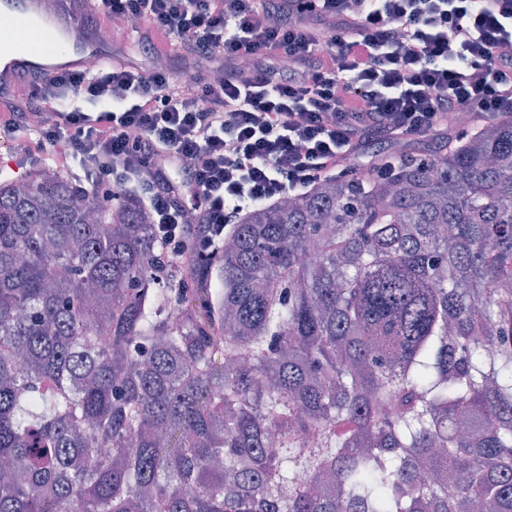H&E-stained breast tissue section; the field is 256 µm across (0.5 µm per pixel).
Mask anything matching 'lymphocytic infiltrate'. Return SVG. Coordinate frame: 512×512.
<instances>
[{
	"mask_svg": "<svg viewBox=\"0 0 512 512\" xmlns=\"http://www.w3.org/2000/svg\"><path fill=\"white\" fill-rule=\"evenodd\" d=\"M74 4L84 29L135 35L154 67L38 75L0 107V144L22 142L27 172L48 163L105 203L138 200L176 257L216 255L250 204L347 176L371 140L512 120V0Z\"/></svg>",
	"mask_w": 512,
	"mask_h": 512,
	"instance_id": "lymphocytic-infiltrate-1",
	"label": "lymphocytic infiltrate"
}]
</instances>
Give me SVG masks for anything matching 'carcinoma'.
I'll return each instance as SVG.
<instances>
[{"instance_id":"cac0c4a2","label":"carcinoma","mask_w":512,"mask_h":512,"mask_svg":"<svg viewBox=\"0 0 512 512\" xmlns=\"http://www.w3.org/2000/svg\"><path fill=\"white\" fill-rule=\"evenodd\" d=\"M398 172L179 261L0 177V512H512V125Z\"/></svg>"}]
</instances>
